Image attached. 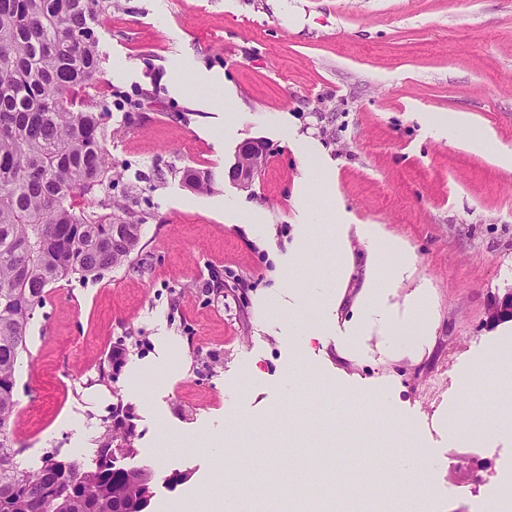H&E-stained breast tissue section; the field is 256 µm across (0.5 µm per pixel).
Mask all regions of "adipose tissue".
<instances>
[{
	"instance_id": "1",
	"label": "adipose tissue",
	"mask_w": 512,
	"mask_h": 512,
	"mask_svg": "<svg viewBox=\"0 0 512 512\" xmlns=\"http://www.w3.org/2000/svg\"><path fill=\"white\" fill-rule=\"evenodd\" d=\"M436 129L449 141L463 140L475 152L484 151L493 139L491 132L479 126L467 112L438 118ZM428 298L427 289H415L404 300V312H396L389 303L388 289L380 287L376 276H368L350 309L349 319L344 322L346 334L338 341V350L352 358H362L366 340L374 336L384 353L411 358L423 354L434 332ZM446 423L451 441L459 445L478 438L512 440V402L505 403L497 419L478 432L470 429L465 416L454 411L449 413ZM431 463L428 448L418 442L389 455L383 475L403 487V512H422V499L428 493L424 476Z\"/></svg>"
}]
</instances>
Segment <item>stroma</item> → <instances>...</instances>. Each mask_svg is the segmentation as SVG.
<instances>
[{"label": "stroma", "instance_id": "stroma-1", "mask_svg": "<svg viewBox=\"0 0 512 512\" xmlns=\"http://www.w3.org/2000/svg\"><path fill=\"white\" fill-rule=\"evenodd\" d=\"M94 28L106 79L159 97L134 112L113 106L106 143L121 174L113 195L135 187L149 218L138 268L54 284L35 311L16 374L21 460L34 468L47 452L69 454L62 420L96 394L93 436L114 404L130 411L135 452L123 465L154 472L147 512L223 503L215 434L268 450L272 492L242 501L243 512H292L286 482L299 472L323 487L380 485L373 451L395 414L435 458L427 477L442 493L431 512H488L512 442L455 445L442 419L451 408L489 416L512 398V366L491 359L472 388L455 382L464 361L512 337V321L486 323L490 303L512 290V169L431 123L468 112L492 131V150L512 149V0H112ZM176 60L206 84L175 87ZM292 134L317 147L355 220L409 250L411 271L389 300L428 288L436 329L421 357L360 362L324 336L300 362L283 306L259 311L261 298L300 289L286 265L295 225L329 221L322 187L302 181ZM249 140L265 142L267 160L244 190L228 171ZM188 168L211 171L214 191L185 187ZM253 214L263 234L252 233ZM347 248L344 316L370 269L386 283L395 268L372 263L356 232ZM135 365L145 401L129 395ZM103 367L112 379L101 385ZM347 389L357 406L334 420L328 393ZM175 473L188 481L169 483Z\"/></svg>", "mask_w": 512, "mask_h": 512}]
</instances>
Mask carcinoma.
Segmentation results:
<instances>
[{
	"label": "carcinoma",
	"instance_id": "obj_1",
	"mask_svg": "<svg viewBox=\"0 0 512 512\" xmlns=\"http://www.w3.org/2000/svg\"><path fill=\"white\" fill-rule=\"evenodd\" d=\"M112 0H0V512H122L145 487L95 464L18 460L16 368L47 288L132 264L144 220L132 195L110 193L105 148L112 96L91 22ZM75 480L64 504L50 481Z\"/></svg>",
	"mask_w": 512,
	"mask_h": 512
}]
</instances>
